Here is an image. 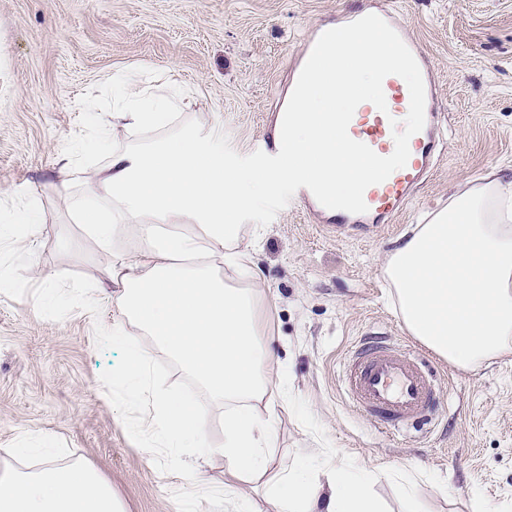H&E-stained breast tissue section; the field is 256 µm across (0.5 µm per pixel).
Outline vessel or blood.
Wrapping results in <instances>:
<instances>
[{
    "label": "vessel or blood",
    "mask_w": 512,
    "mask_h": 512,
    "mask_svg": "<svg viewBox=\"0 0 512 512\" xmlns=\"http://www.w3.org/2000/svg\"><path fill=\"white\" fill-rule=\"evenodd\" d=\"M356 24L375 30L396 45L397 62L382 70V97L378 104L359 105L347 113L344 134L369 160L372 174L350 196H330L313 180L288 184V200L302 204L325 221L326 229L343 235L351 231L370 232L408 203L415 187L431 171L438 154L436 88L416 42L395 20L391 0L357 18ZM330 39L315 34L305 45L292 69L291 80L301 83L327 52ZM415 67L413 85L402 83L398 64ZM402 133L404 149L390 157L389 144ZM349 398L366 415L387 429H399L409 421L425 417L434 405L433 389L413 353L383 340L362 344L344 365Z\"/></svg>",
    "instance_id": "vessel-or-blood-1"
}]
</instances>
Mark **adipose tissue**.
<instances>
[{
    "label": "adipose tissue",
    "mask_w": 512,
    "mask_h": 512,
    "mask_svg": "<svg viewBox=\"0 0 512 512\" xmlns=\"http://www.w3.org/2000/svg\"><path fill=\"white\" fill-rule=\"evenodd\" d=\"M396 56L370 30L341 33L305 90H291L285 109L288 164L269 171L225 167L223 133L175 125L172 92L149 93L113 75L112 125L165 129L164 137L113 149L94 174L114 213L72 199L98 252L109 257L118 294L115 325H100L136 356L114 379L118 406L143 402L148 413L129 421L147 455L165 453L189 486L177 512H197L204 498L223 497L228 479L272 476L273 512H382L365 470L324 464L271 473L270 448L279 404L272 395L277 361L263 331V285L252 249L240 241L244 208L278 181L306 176L335 197L352 194L371 174L368 162L340 133L344 113L381 97L379 71ZM136 221L142 244L115 254L113 217ZM168 226L186 227L169 237ZM232 267L224 281L218 263ZM382 272L407 330L449 363L466 368L512 351V174L495 167L467 179L444 206L427 212ZM169 353L224 413V445L214 448L196 400L157 389L141 338ZM223 457L225 478L206 467ZM0 512H125L111 486L83 464L62 467L43 457L38 470L0 473Z\"/></svg>",
    "instance_id": "ef3b65f1"
}]
</instances>
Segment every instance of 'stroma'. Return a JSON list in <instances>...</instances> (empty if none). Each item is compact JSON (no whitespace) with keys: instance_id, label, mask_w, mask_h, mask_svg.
I'll list each match as a JSON object with an SVG mask.
<instances>
[{"instance_id":"stroma-1","label":"stroma","mask_w":512,"mask_h":512,"mask_svg":"<svg viewBox=\"0 0 512 512\" xmlns=\"http://www.w3.org/2000/svg\"><path fill=\"white\" fill-rule=\"evenodd\" d=\"M437 80L447 142L404 210L367 238L339 236L276 192L250 202L243 236L259 233L255 268L264 313L291 383L272 448L274 470L313 454L376 479L386 512H512V353L462 369L409 334L382 273L420 217L468 178L512 165V0H395ZM367 0H0V205L36 195L44 224L17 225L0 245V472L34 466L22 448L49 444L63 464L92 468L126 512H176L181 479L165 456L148 461L112 402L114 372L132 368L97 330L116 315L96 308L107 264L68 197L87 195L72 144L93 138L90 101L109 108L107 82L128 70L145 84L184 88L179 122L224 131V163L258 164L303 40ZM65 297L47 303L42 275ZM369 336L420 351L434 371L431 420L390 431L342 390L340 364ZM155 380L206 404V394L162 352Z\"/></svg>"}]
</instances>
